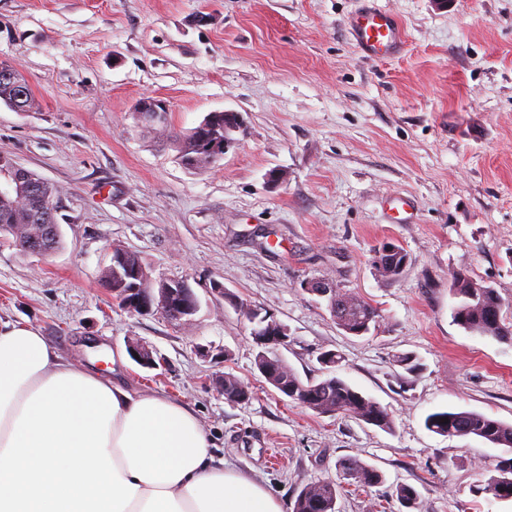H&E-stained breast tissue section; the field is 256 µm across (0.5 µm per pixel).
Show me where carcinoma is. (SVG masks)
Wrapping results in <instances>:
<instances>
[{"label": "carcinoma", "instance_id": "1", "mask_svg": "<svg viewBox=\"0 0 512 512\" xmlns=\"http://www.w3.org/2000/svg\"><path fill=\"white\" fill-rule=\"evenodd\" d=\"M0 103L27 112L33 107L31 90L13 66L0 63ZM233 132L224 125V113L210 112L199 126L184 133L176 142L177 156L182 165L194 171L214 167L223 157L224 138ZM9 158L0 164V233L11 237L19 253L48 255L61 245V236L55 219V189L33 172L14 176L8 167ZM131 267L137 269L136 283L140 288L152 287L151 279L140 256L127 253ZM375 265L381 275L399 276L407 265L403 247L385 254L378 250ZM450 292L456 299L452 318L465 331L489 336L501 342L512 343V328L502 323V302L495 290L462 274L452 276ZM328 305L336 307V323L344 332L360 336L370 331L378 313L361 298L338 289L329 298ZM288 386L296 388L300 405L319 414L343 415L363 421L382 430L392 427L386 408L363 395L345 379L328 375L320 380H302L289 366L281 372ZM448 422H443V419ZM427 427L433 432L454 437H474L512 453V423L495 419L475 411H442L428 416ZM341 477L363 486L383 481V475L355 457L337 461ZM498 475L491 477L484 491L497 500L512 501V458L499 461ZM340 485L331 481H317L304 485L296 496L291 512H337L335 509ZM401 505L413 512H421L420 494L408 484L396 488Z\"/></svg>", "mask_w": 512, "mask_h": 512}]
</instances>
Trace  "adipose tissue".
Wrapping results in <instances>:
<instances>
[{"label": "adipose tissue", "mask_w": 512, "mask_h": 512, "mask_svg": "<svg viewBox=\"0 0 512 512\" xmlns=\"http://www.w3.org/2000/svg\"><path fill=\"white\" fill-rule=\"evenodd\" d=\"M210 446L187 406L0 325V512H284Z\"/></svg>", "instance_id": "1"}]
</instances>
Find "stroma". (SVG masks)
<instances>
[{"label":"stroma","mask_w":512,"mask_h":512,"mask_svg":"<svg viewBox=\"0 0 512 512\" xmlns=\"http://www.w3.org/2000/svg\"><path fill=\"white\" fill-rule=\"evenodd\" d=\"M375 2L404 30L399 57L356 47L349 24L364 0H0V62L38 104H0V156L54 185L62 238L31 257L0 240V320L187 405L215 455L284 505L305 484L338 481L337 460L352 456L383 481L343 485L340 512H405L401 484L423 512H512L479 490L504 449L426 425L448 410L512 422V345L454 323L449 291L455 272L492 286L512 325V0ZM148 97L167 102L174 132L226 110L246 135L218 166L187 170L138 123ZM396 195L407 220L387 207ZM386 241L407 254L394 279L374 263ZM115 245L153 283L187 280L191 327L113 301L100 271ZM317 280L376 308L375 327L341 330L306 288ZM246 306L286 326L280 354L301 379L335 372L388 410L391 430L267 384ZM133 342L155 367L133 359ZM329 351L341 358L332 370ZM227 374L248 400H225Z\"/></svg>","instance_id":"obj_1"}]
</instances>
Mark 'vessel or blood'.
I'll use <instances>...</instances> for the list:
<instances>
[{
	"label": "vessel or blood",
	"mask_w": 512,
	"mask_h": 512,
	"mask_svg": "<svg viewBox=\"0 0 512 512\" xmlns=\"http://www.w3.org/2000/svg\"><path fill=\"white\" fill-rule=\"evenodd\" d=\"M350 33L361 52L381 59L398 53L404 43L398 20L376 7L356 13L350 22Z\"/></svg>",
	"instance_id": "b4317fda"
}]
</instances>
